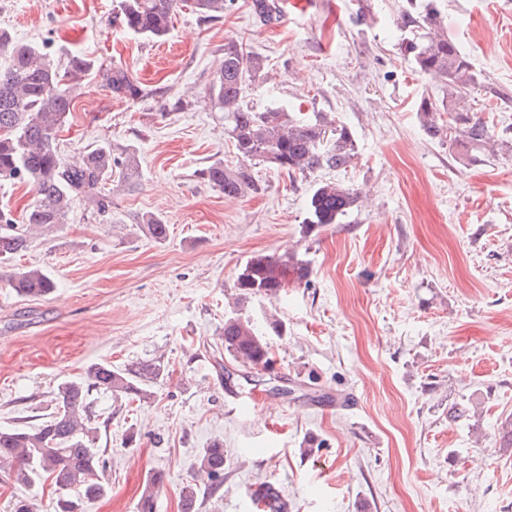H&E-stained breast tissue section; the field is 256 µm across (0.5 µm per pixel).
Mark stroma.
I'll return each mask as SVG.
<instances>
[{"mask_svg":"<svg viewBox=\"0 0 512 512\" xmlns=\"http://www.w3.org/2000/svg\"><path fill=\"white\" fill-rule=\"evenodd\" d=\"M406 0H287L262 25L250 0L201 20L190 7L168 34L124 28L119 0H0V27L81 75L63 157L102 141L134 152V185L113 172L104 212L76 202L67 223L31 239L12 267L46 269L54 292L17 297L0 267V427L39 424L52 392L94 362L163 359L152 402L98 395L97 448L107 492L88 512H137L152 476L156 512H252L247 490L272 484L288 512H512V151L478 153L430 139L422 96L442 82L417 72L399 45ZM440 17L481 73L472 111L512 141V0H436ZM239 39L266 56L249 82L259 111L324 112L351 129L357 155L321 172L366 193L340 223L306 231L311 178L257 166V194L228 198L200 172L232 167L235 149L206 90ZM120 66L139 98L112 96ZM160 215L164 242L142 232ZM297 253L310 270L272 299L240 300L251 255ZM280 319L274 365L260 381L226 380L214 347L233 309ZM252 396L235 410L226 394ZM322 394V402L311 393ZM224 443V483L196 479L203 448Z\"/></svg>","mask_w":512,"mask_h":512,"instance_id":"stroma-1","label":"stroma"}]
</instances>
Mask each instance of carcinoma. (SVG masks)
<instances>
[{
	"label": "carcinoma",
	"instance_id": "obj_1",
	"mask_svg": "<svg viewBox=\"0 0 512 512\" xmlns=\"http://www.w3.org/2000/svg\"><path fill=\"white\" fill-rule=\"evenodd\" d=\"M181 0H120L116 18L126 29L151 38L164 37ZM192 9L204 19L224 15V0H192ZM251 10L264 25L275 24L282 14L281 0H251ZM408 33L400 51L419 73L440 76L442 97L425 96L417 107L425 133L445 140L455 132L465 152L495 150L505 142L494 139L488 124L471 112L468 93L480 84V76L448 36L434 0H414L398 18ZM8 63L0 66V173L12 174L15 181H29L37 199L29 207L23 224L16 225L11 212L0 209V264L27 249L28 237L67 222L75 199L92 210L106 207L104 186L112 180V167L122 168L123 178L139 174L135 154L120 160L112 155V144L91 146L82 155L66 160L57 149V133L66 123L74 101L78 77L93 67L79 56L62 67L38 49L14 41L0 29V55ZM267 59L249 51L242 42H224V59L209 84L214 106L224 113V126L232 139L238 165L227 168L214 164L203 170V178L224 195L239 197L259 193L261 184L254 168L265 165L305 178L321 170L341 171L356 157L352 131L321 112L292 115L279 107L256 111L244 103L246 79L261 77ZM105 86L119 98L135 100L141 88L122 67L102 73ZM358 190L334 181H318L306 205V230L337 224L360 207ZM142 229L157 242L167 239L169 227L159 215L142 219ZM307 263L295 255L274 257L255 254L246 259L237 275L243 299L275 298L290 280L307 279ZM8 286L17 296L40 299L50 295L55 284L41 267L15 269ZM262 331L250 316L236 310L224 319L221 340L224 351L236 362L253 369L271 364L268 333H279L282 323L267 321ZM166 366L157 361L131 368H115L110 363H93L83 377L60 382L55 390L56 410L38 426L0 429V472L15 485L51 481L57 492L55 512H86L85 504L104 495L102 481L104 453L94 447L97 415L90 395L94 391L116 393L128 402L147 403L154 397L150 385L164 378ZM198 469L212 488L224 480V448L219 440L201 453Z\"/></svg>",
	"mask_w": 512,
	"mask_h": 512
}]
</instances>
